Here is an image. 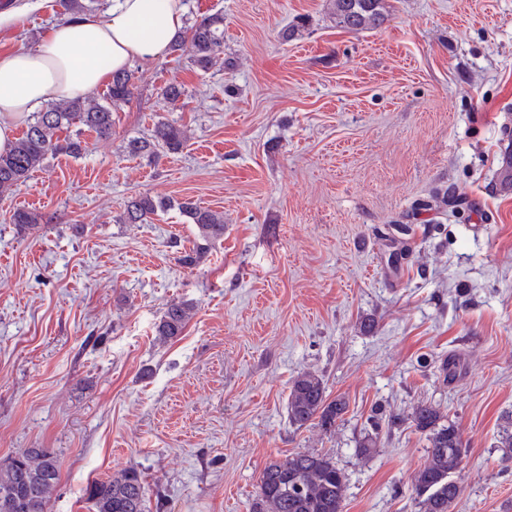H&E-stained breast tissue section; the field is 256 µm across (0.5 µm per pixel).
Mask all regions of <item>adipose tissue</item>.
I'll return each mask as SVG.
<instances>
[{
  "label": "adipose tissue",
  "instance_id": "adipose-tissue-1",
  "mask_svg": "<svg viewBox=\"0 0 512 512\" xmlns=\"http://www.w3.org/2000/svg\"><path fill=\"white\" fill-rule=\"evenodd\" d=\"M186 26L182 0H112L105 12L63 18L37 44L0 52V152L17 124L53 97L86 93L135 61L164 58Z\"/></svg>",
  "mask_w": 512,
  "mask_h": 512
}]
</instances>
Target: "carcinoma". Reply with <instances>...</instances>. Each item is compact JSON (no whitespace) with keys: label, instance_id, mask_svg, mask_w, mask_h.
Masks as SVG:
<instances>
[{"label":"carcinoma","instance_id":"obj_1","mask_svg":"<svg viewBox=\"0 0 512 512\" xmlns=\"http://www.w3.org/2000/svg\"><path fill=\"white\" fill-rule=\"evenodd\" d=\"M98 0H65L68 14L79 16L95 10ZM336 24L348 31L374 29L386 20L385 0H332ZM188 55L191 66L208 71L224 51V14L205 16L190 26L189 36L175 45ZM136 89L134 73L112 75L107 92L62 97L43 112L28 119L26 129L11 149L0 153V189L27 181L33 173L46 168L48 159L65 154L74 159L86 151L82 131L99 138L112 135V108L127 102ZM76 128L72 135L60 133ZM186 141L184 129L159 122L149 138L133 145V151L152 157L157 148L179 151ZM169 207L167 200L148 192L130 197L124 206L125 224H145L152 216ZM186 223L196 226V251L224 237V215L186 199L178 203ZM12 223L21 229H33L42 215L17 209ZM187 302L169 304L159 323L156 336L163 340L182 334L193 315ZM347 412L346 402L329 399L323 377L307 371L295 377L288 395V419L299 428L316 424L328 431ZM498 444L506 459H512V414L504 418ZM415 429L428 441L427 457L414 474L412 495L420 512H454L461 495L456 478L465 452L455 422L431 404H420L411 415ZM60 462L45 448H29L0 462V512H48L50 494L57 483ZM346 476L336 462L325 454L296 453L271 461L263 470L251 512H344ZM88 499L94 512H145V488L140 474L127 470L118 476L93 481Z\"/></svg>","mask_w":512,"mask_h":512}]
</instances>
